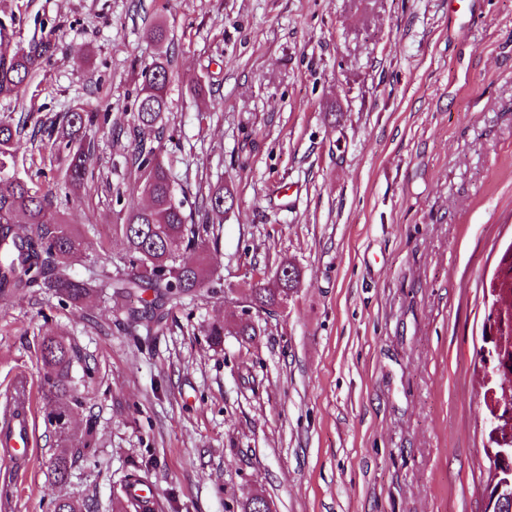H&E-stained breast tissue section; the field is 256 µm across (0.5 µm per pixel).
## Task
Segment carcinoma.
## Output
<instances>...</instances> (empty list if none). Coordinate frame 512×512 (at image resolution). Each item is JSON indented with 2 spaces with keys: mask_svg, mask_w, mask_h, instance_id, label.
<instances>
[{
  "mask_svg": "<svg viewBox=\"0 0 512 512\" xmlns=\"http://www.w3.org/2000/svg\"><path fill=\"white\" fill-rule=\"evenodd\" d=\"M55 45L45 42L29 48L0 50V96H18L43 64L54 55ZM134 123L148 135L166 118L169 63L155 59L144 67ZM103 129L100 115L84 109L65 113L60 123L48 130L73 144L63 168L64 183L79 190L88 183L93 163L90 143L80 136L83 130ZM20 133L10 117L0 118V297H10L33 288L48 289L76 305L93 292L90 283L67 272V261L80 252L81 241L68 220L54 211L53 195L43 191L16 168L13 144ZM135 161L145 173L143 191L149 198L145 207L127 211L123 232L136 264L114 285L115 299L136 297L142 308L130 312L135 322L158 326L166 302L193 298L204 289L216 294L224 287L212 279V272L200 261L179 253V247L204 250L210 233L209 217L224 213V188L218 186L201 199L197 214L186 212L185 200L178 197L169 170L154 150L135 149ZM292 275L269 280L267 288H252L248 308L260 313L288 301L300 275L296 266L284 263L281 269ZM45 395L68 398L51 415L50 423L59 436H67L71 415L83 408L81 397L73 393L74 368L80 358L74 347L58 336L41 342ZM73 460L60 455L52 464L57 482H64Z\"/></svg>",
  "mask_w": 512,
  "mask_h": 512,
  "instance_id": "cac0c4a2",
  "label": "carcinoma"
}]
</instances>
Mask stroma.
<instances>
[{"label":"stroma","instance_id":"35a3bbf8","mask_svg":"<svg viewBox=\"0 0 512 512\" xmlns=\"http://www.w3.org/2000/svg\"><path fill=\"white\" fill-rule=\"evenodd\" d=\"M46 40L53 58L0 117L23 122L17 167L64 203L84 241L71 274L97 290L78 307L0 299V396L26 379L35 434L5 512L61 496L125 512L132 474L154 512H243L255 495L274 512H481L474 365L482 285L512 241V0H0L1 45ZM159 54L168 114L147 143L188 208L217 186L232 205L205 254L225 291L167 304L148 331L109 284L146 202L132 115ZM79 108L108 125L87 132L93 177L68 205L65 150L36 127ZM286 261L302 274L287 304L245 313ZM53 335L91 370L72 423H93L87 449L48 420L38 345Z\"/></svg>","mask_w":512,"mask_h":512}]
</instances>
